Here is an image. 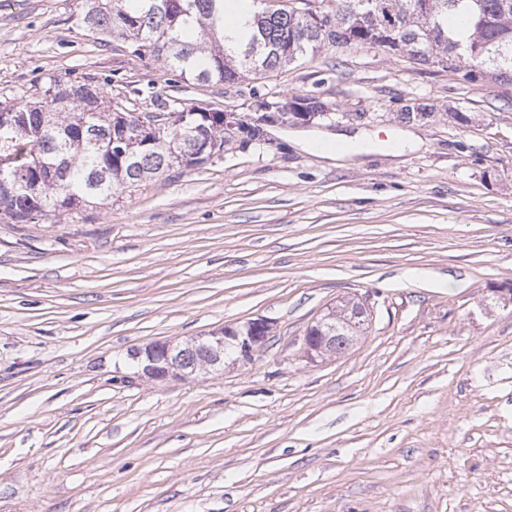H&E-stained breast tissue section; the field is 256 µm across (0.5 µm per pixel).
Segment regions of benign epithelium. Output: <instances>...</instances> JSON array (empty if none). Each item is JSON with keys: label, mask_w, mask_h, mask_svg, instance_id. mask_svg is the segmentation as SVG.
Masks as SVG:
<instances>
[{"label": "benign epithelium", "mask_w": 512, "mask_h": 512, "mask_svg": "<svg viewBox=\"0 0 512 512\" xmlns=\"http://www.w3.org/2000/svg\"><path fill=\"white\" fill-rule=\"evenodd\" d=\"M270 325L264 319L247 322L243 327L226 326L204 336H197L185 343L157 342L131 351L142 373L151 379L183 377L196 372L224 368V356L232 348L236 357L232 363H248L254 352L269 338ZM336 336H306L303 350L314 361L336 353Z\"/></svg>", "instance_id": "1"}]
</instances>
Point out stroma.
Segmentation results:
<instances>
[{
	"label": "stroma",
	"mask_w": 512,
	"mask_h": 512,
	"mask_svg": "<svg viewBox=\"0 0 512 512\" xmlns=\"http://www.w3.org/2000/svg\"><path fill=\"white\" fill-rule=\"evenodd\" d=\"M82 0H0V103L94 78L119 108L324 115L233 131L111 205L0 219V512H512V83L324 45L200 84L88 37ZM364 133L344 160L311 135ZM413 134L415 149L387 139ZM358 343L309 361L340 301ZM264 319L250 363L137 375L131 349Z\"/></svg>",
	"instance_id": "stroma-1"
}]
</instances>
